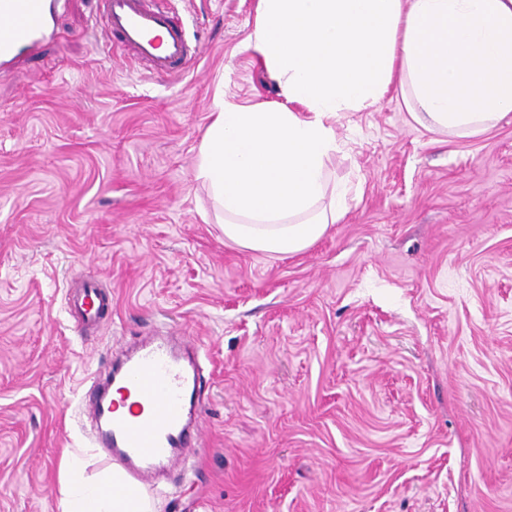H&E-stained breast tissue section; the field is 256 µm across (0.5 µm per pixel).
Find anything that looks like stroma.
<instances>
[{
	"label": "stroma",
	"instance_id": "35a3bbf8",
	"mask_svg": "<svg viewBox=\"0 0 512 512\" xmlns=\"http://www.w3.org/2000/svg\"><path fill=\"white\" fill-rule=\"evenodd\" d=\"M199 46L158 76L67 0L0 70V512H60L64 452L111 461L91 377L142 336L201 345L202 448L158 512H512V114L458 138L398 86L340 113L347 212L306 250L225 239L196 180L217 95L283 103L257 0H167ZM109 286L95 327L70 311ZM95 300H98V307L92 313ZM71 308L78 311L81 315H85L87 322H95L98 318L99 309L102 303L111 306L112 295L102 296L101 290L97 280H88L86 285L83 286L82 290L73 295L69 299Z\"/></svg>",
	"mask_w": 512,
	"mask_h": 512
}]
</instances>
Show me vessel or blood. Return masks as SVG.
Listing matches in <instances>:
<instances>
[{
    "mask_svg": "<svg viewBox=\"0 0 512 512\" xmlns=\"http://www.w3.org/2000/svg\"><path fill=\"white\" fill-rule=\"evenodd\" d=\"M96 23L116 35V50L157 75L183 72L196 62L184 38V19L158 0H98ZM55 0H0V66L37 47L55 15ZM111 304L97 280L73 295L70 306L96 321V300ZM200 349L166 336L142 339L111 369L92 403L96 440L113 462L143 487L157 473L185 465L192 430L200 422ZM134 399L132 417L115 413L113 394Z\"/></svg>",
    "mask_w": 512,
    "mask_h": 512,
    "instance_id": "vessel-or-blood-1",
    "label": "vessel or blood"
}]
</instances>
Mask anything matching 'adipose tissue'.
Wrapping results in <instances>:
<instances>
[{"label":"adipose tissue","mask_w":512,"mask_h":512,"mask_svg":"<svg viewBox=\"0 0 512 512\" xmlns=\"http://www.w3.org/2000/svg\"><path fill=\"white\" fill-rule=\"evenodd\" d=\"M245 43L285 102L217 101L197 177L248 250L301 252L344 217L347 190L327 175L333 122L391 84L431 131L467 137L512 113V0H259ZM59 492L61 512H157L120 467L90 479L77 454Z\"/></svg>","instance_id":"1"}]
</instances>
